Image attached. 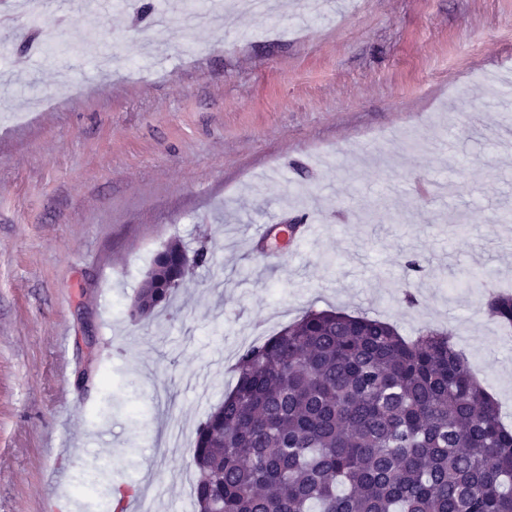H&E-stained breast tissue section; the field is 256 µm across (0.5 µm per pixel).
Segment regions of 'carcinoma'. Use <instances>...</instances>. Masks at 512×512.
Masks as SVG:
<instances>
[{"label":"carcinoma","mask_w":512,"mask_h":512,"mask_svg":"<svg viewBox=\"0 0 512 512\" xmlns=\"http://www.w3.org/2000/svg\"><path fill=\"white\" fill-rule=\"evenodd\" d=\"M138 291L170 299L174 252ZM512 324V295L487 302ZM198 428L197 512H512V429L447 331L309 310L239 354ZM76 489L108 495V470Z\"/></svg>","instance_id":"carcinoma-1"}]
</instances>
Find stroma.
<instances>
[{"mask_svg": "<svg viewBox=\"0 0 512 512\" xmlns=\"http://www.w3.org/2000/svg\"><path fill=\"white\" fill-rule=\"evenodd\" d=\"M187 3L49 0L0 29V512H112L75 491L100 464L195 512L232 364L309 309L449 331L512 425V330L486 308L512 292V96L485 90L512 77V0H309L172 24L154 54L142 6ZM272 218L313 231L270 260L248 238ZM173 241L210 260L135 320Z\"/></svg>", "mask_w": 512, "mask_h": 512, "instance_id": "obj_1", "label": "stroma"}]
</instances>
